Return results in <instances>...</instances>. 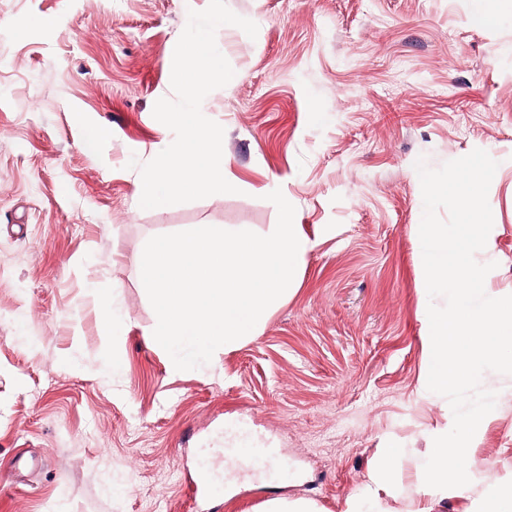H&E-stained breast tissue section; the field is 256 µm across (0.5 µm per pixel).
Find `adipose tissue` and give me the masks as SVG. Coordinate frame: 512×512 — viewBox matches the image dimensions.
<instances>
[{"label":"adipose tissue","instance_id":"obj_1","mask_svg":"<svg viewBox=\"0 0 512 512\" xmlns=\"http://www.w3.org/2000/svg\"><path fill=\"white\" fill-rule=\"evenodd\" d=\"M498 397V391L490 390L483 393L476 405L455 409L453 418L460 429L456 441H448L439 429L430 435L425 452V472L418 477L420 506L417 512H434L439 502L465 495L470 498L467 512H500L504 507L512 512V480L496 483L484 495H477L474 492L476 471L470 463L479 427L494 411ZM401 454V448L391 441L377 449L374 486L368 491L372 502L393 495L395 468Z\"/></svg>","mask_w":512,"mask_h":512}]
</instances>
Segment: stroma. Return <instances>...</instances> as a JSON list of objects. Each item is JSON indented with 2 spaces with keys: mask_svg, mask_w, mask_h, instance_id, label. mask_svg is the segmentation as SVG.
Segmentation results:
<instances>
[{
  "mask_svg": "<svg viewBox=\"0 0 512 512\" xmlns=\"http://www.w3.org/2000/svg\"><path fill=\"white\" fill-rule=\"evenodd\" d=\"M208 4L0 0V512H259L279 496L343 512L387 437L407 450L387 505L413 512L446 417L418 394V158L497 161L485 293L512 294V0H487L492 28L472 0H226L258 27L218 28L235 81L206 97L236 191L137 208L128 163L172 142L153 106ZM276 189L311 241L294 292L254 337L176 370L150 334L146 241L270 233ZM225 448L271 465L236 470ZM472 463L484 485L512 478V390Z\"/></svg>",
  "mask_w": 512,
  "mask_h": 512,
  "instance_id": "1",
  "label": "stroma"
}]
</instances>
